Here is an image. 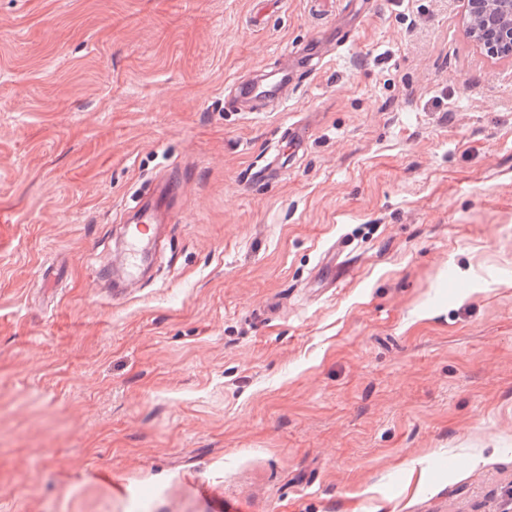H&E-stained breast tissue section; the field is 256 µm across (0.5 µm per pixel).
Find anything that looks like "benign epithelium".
Wrapping results in <instances>:
<instances>
[{
	"mask_svg": "<svg viewBox=\"0 0 512 512\" xmlns=\"http://www.w3.org/2000/svg\"><path fill=\"white\" fill-rule=\"evenodd\" d=\"M472 40L496 57L512 59V0H463Z\"/></svg>",
	"mask_w": 512,
	"mask_h": 512,
	"instance_id": "7a95c632",
	"label": "benign epithelium"
}]
</instances>
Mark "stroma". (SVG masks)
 I'll list each match as a JSON object with an SVG mask.
<instances>
[{
  "instance_id": "stroma-1",
  "label": "stroma",
  "mask_w": 512,
  "mask_h": 512,
  "mask_svg": "<svg viewBox=\"0 0 512 512\" xmlns=\"http://www.w3.org/2000/svg\"><path fill=\"white\" fill-rule=\"evenodd\" d=\"M463 13L0 0V512H506L512 60ZM124 222L129 223L126 237L129 244L127 274L131 279L136 274L140 252L149 245L154 224H158L159 221L153 206L145 203L142 198L128 211Z\"/></svg>"
}]
</instances>
